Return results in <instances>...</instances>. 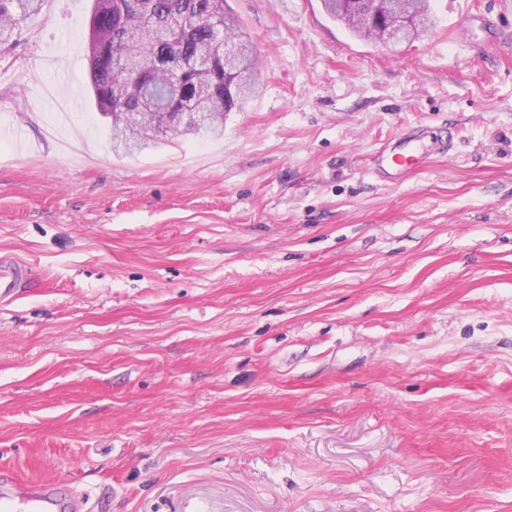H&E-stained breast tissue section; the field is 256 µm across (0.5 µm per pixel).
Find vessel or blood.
Segmentation results:
<instances>
[{"label":"vessel or blood","instance_id":"obj_1","mask_svg":"<svg viewBox=\"0 0 512 512\" xmlns=\"http://www.w3.org/2000/svg\"><path fill=\"white\" fill-rule=\"evenodd\" d=\"M463 25H480L483 44H498L501 35L490 17L464 13ZM446 152L444 140L425 139L419 129L402 133L395 140L382 145L371 158L373 172L385 181H399L420 170L431 156ZM34 286L30 264L10 255H0V302L11 300ZM0 502L7 504L9 512H77L78 505L68 489L62 485L20 480L10 472L0 473Z\"/></svg>","mask_w":512,"mask_h":512}]
</instances>
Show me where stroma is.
<instances>
[{"label": "stroma", "mask_w": 512, "mask_h": 512, "mask_svg": "<svg viewBox=\"0 0 512 512\" xmlns=\"http://www.w3.org/2000/svg\"><path fill=\"white\" fill-rule=\"evenodd\" d=\"M93 0L0 55V468L83 512H512V40L457 63L431 0L388 48L322 0H227L259 93L217 139L113 152ZM453 133L390 184L369 155ZM34 288L30 264L10 255H0V302L9 301Z\"/></svg>", "instance_id": "obj_1"}]
</instances>
